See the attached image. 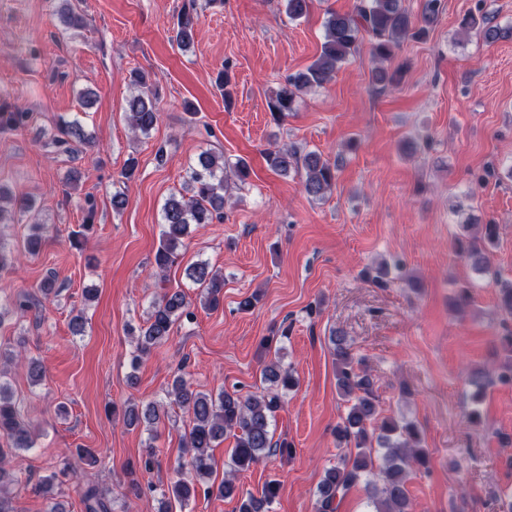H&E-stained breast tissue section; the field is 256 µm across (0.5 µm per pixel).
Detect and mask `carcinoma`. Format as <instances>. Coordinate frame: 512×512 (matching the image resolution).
I'll use <instances>...</instances> for the list:
<instances>
[{"mask_svg": "<svg viewBox=\"0 0 512 512\" xmlns=\"http://www.w3.org/2000/svg\"><path fill=\"white\" fill-rule=\"evenodd\" d=\"M444 8L443 0H423L422 25L416 26L402 7L401 0H354L352 11L330 12L324 22V36L317 59L304 70L292 74L280 83L279 89L269 98L267 106L271 117L281 122L294 110L302 95L324 87L346 61L356 57L364 39H369V57L377 64L373 69L374 80L384 86L394 76L381 67L390 60L394 49L407 39H420L427 27L438 18ZM464 31L480 30L485 38L494 39L498 28L492 25V17L483 10V0L460 22ZM194 16L190 9H183L178 17L175 40L185 48L193 43ZM133 95L128 100L126 117L133 132L148 134L159 120L156 90L146 76L134 70L130 72ZM57 136L61 144L76 143L88 146L91 142L84 125L76 118L58 117ZM267 162L279 175L304 174L303 188L312 199L320 200L331 191L336 180V165L322 157L316 150L301 152L296 146H283L266 153ZM235 172L240 182L249 176V164L243 158L231 160L209 150L200 152L186 169L184 192L171 195L162 206V230L159 245L153 256L154 274L166 278L168 270L176 263L182 251L188 247L187 238L191 225L211 224L224 217L226 193L230 185L227 171ZM20 211L32 209L28 198L13 197L0 186V224L5 219L7 206ZM499 240V225L483 224L480 234H467L456 238L455 254L467 258L483 272L489 271L485 254L495 248ZM186 278L204 290L203 305L215 309L223 298L224 276L213 270L207 262H195L185 268ZM194 318L193 302L180 288L168 289L153 300L146 325L138 334L133 364L148 355L152 349L165 343L174 326L183 320ZM336 360V388L347 403L346 412L336 425L335 434L341 448L353 452L325 470L316 493V512H337L340 503L356 484L364 483L368 505L374 512H411L412 503L407 490L410 467L426 464L421 449V436L412 422H399L381 416L378 398L371 376L361 368L347 337L335 334L330 337ZM508 353L498 371H476L473 384L475 407L470 412L472 422L479 423L485 382L494 380L502 385L512 384V332L501 337ZM264 378L273 387L289 391L297 385L293 374L271 363L264 368ZM173 403L190 416V430L184 450L189 456L195 479L191 482L178 480L172 491L182 504L201 492L208 496L213 492L211 477L212 450L225 437L235 439L229 472L218 486L221 496L228 498L236 490L234 474L250 469L264 455L277 451H289L285 441L274 440L272 422L280 407V396L271 394H240L236 391L204 393L191 388L184 376L175 377L167 391ZM161 420L159 409L150 404L144 409L129 407L123 414L127 426L142 422L155 427ZM0 512H14L12 501L27 485L10 466V458L34 447L30 423L22 405L14 400L9 384L0 374ZM385 449L380 457L382 464L375 466L373 447ZM72 475V466L63 462L44 477L36 490L47 501L49 512H63L54 497L55 484L64 482ZM276 486H264L261 495L250 494L241 500L238 512H268L275 497ZM87 512H112L111 500L98 487L89 484L82 492Z\"/></svg>", "mask_w": 512, "mask_h": 512, "instance_id": "cac0c4a2", "label": "carcinoma"}]
</instances>
